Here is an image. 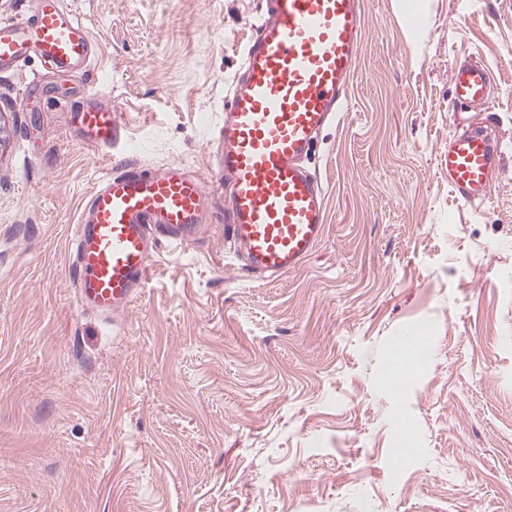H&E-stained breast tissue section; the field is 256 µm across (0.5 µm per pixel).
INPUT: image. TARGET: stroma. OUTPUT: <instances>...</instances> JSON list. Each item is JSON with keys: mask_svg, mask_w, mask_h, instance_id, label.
Returning <instances> with one entry per match:
<instances>
[{"mask_svg": "<svg viewBox=\"0 0 512 512\" xmlns=\"http://www.w3.org/2000/svg\"><path fill=\"white\" fill-rule=\"evenodd\" d=\"M63 2L89 64L0 69V512H512V0H366L309 156L315 256L247 273L219 203L111 323L77 305L72 229L131 163L216 191L210 132L264 0ZM470 59L495 75L481 128L503 168L479 207L446 164ZM85 104L116 107L131 147H93ZM411 330L430 351L408 361Z\"/></svg>", "mask_w": 512, "mask_h": 512, "instance_id": "1", "label": "stroma"}]
</instances>
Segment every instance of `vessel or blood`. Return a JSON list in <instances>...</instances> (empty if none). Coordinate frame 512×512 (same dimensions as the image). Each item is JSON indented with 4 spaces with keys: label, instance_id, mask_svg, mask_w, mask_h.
<instances>
[{
    "label": "vessel or blood",
    "instance_id": "vessel-or-blood-1",
    "mask_svg": "<svg viewBox=\"0 0 512 512\" xmlns=\"http://www.w3.org/2000/svg\"><path fill=\"white\" fill-rule=\"evenodd\" d=\"M363 0H267L239 77L212 133L219 185L226 191L225 242L256 274L300 268L326 230V191L302 164L342 112L360 60ZM87 28L62 0H37L31 15L0 22V66L38 56L57 69L87 65ZM452 95L489 108L492 77L480 63L452 66ZM94 146L126 145L115 108L79 114ZM498 150L477 132L448 136V184L467 205L490 197ZM207 191L184 164L125 166L91 194L70 241L79 308L109 318L145 288L160 245L181 247L201 231Z\"/></svg>",
    "mask_w": 512,
    "mask_h": 512
}]
</instances>
